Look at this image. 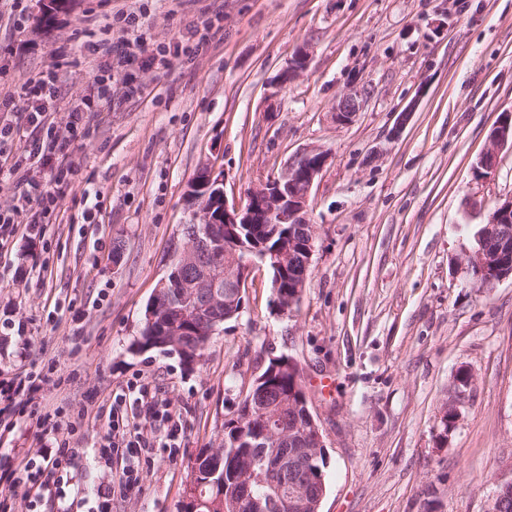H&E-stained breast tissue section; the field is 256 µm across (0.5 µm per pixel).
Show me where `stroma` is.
<instances>
[{
	"mask_svg": "<svg viewBox=\"0 0 512 512\" xmlns=\"http://www.w3.org/2000/svg\"><path fill=\"white\" fill-rule=\"evenodd\" d=\"M47 2L26 0L17 29L0 0V71L15 96L2 120L24 116V84L54 67V121L64 126L93 91V65L76 45L119 41L108 24L118 10L144 14L154 50L215 16L224 37L168 71H137L142 94L115 99L75 140V184L41 238L20 227L0 250V323L24 326H0V379L54 364L37 412H61L85 450L63 498L19 492L13 512H96L113 471L93 450L113 395L137 377L180 416L181 447L146 467L141 492L112 512H178L191 462L219 445L225 420L281 354L304 371L326 445L320 512H485L512 479V278L479 287L467 259L475 231L512 199L511 147L492 174L474 173L491 127L512 112V0H73L44 24ZM301 48L309 65L284 82ZM354 90L362 107L337 125L336 105ZM312 149L329 160L311 193L315 248L293 315L277 316L272 272L259 265L240 318L199 361L136 351L201 164L213 163L242 205ZM86 188L100 202L91 224ZM462 368L472 380L447 428L441 409ZM43 445L27 413H0L1 463L17 467Z\"/></svg>",
	"mask_w": 512,
	"mask_h": 512,
	"instance_id": "35a3bbf8",
	"label": "stroma"
}]
</instances>
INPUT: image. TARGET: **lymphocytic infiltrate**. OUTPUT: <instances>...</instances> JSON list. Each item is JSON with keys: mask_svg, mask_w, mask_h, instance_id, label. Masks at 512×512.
<instances>
[{"mask_svg": "<svg viewBox=\"0 0 512 512\" xmlns=\"http://www.w3.org/2000/svg\"><path fill=\"white\" fill-rule=\"evenodd\" d=\"M131 39L113 44L101 39L81 44L82 54L94 57L95 92L84 98L81 105L72 107L68 114V134H60L49 108L58 99L56 72L40 74L28 81L23 93L29 102L25 124H0V181H14L26 202V209L15 208L0 212V248L5 247L17 226H25L28 237L42 235L65 192L78 172L73 158V135L88 131L91 116L112 105V75L121 73L124 97L140 94L142 87L133 74L134 68H169L171 58L181 55L182 45L173 52L148 53L145 32L148 24L143 14L121 13L116 17ZM23 141L24 152L17 159L9 153L15 141ZM47 171L45 180L29 178L31 168ZM41 435L46 441L40 460H28L21 471L0 472V482L10 489L22 490L24 495L61 498V480L81 455L73 443L74 427H63L60 421L46 416L40 419ZM182 432L179 418L168 403L159 398L149 382H129L126 391L115 394L108 415L107 431L95 456L105 462L121 458L123 467L112 481L110 490L100 492L97 512H112V497L127 496L141 489L144 465L161 455L175 456Z\"/></svg>", "mask_w": 512, "mask_h": 512, "instance_id": "1", "label": "lymphocytic infiltrate"}]
</instances>
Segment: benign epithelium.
<instances>
[{
    "instance_id": "7a95c632",
    "label": "benign epithelium",
    "mask_w": 512,
    "mask_h": 512,
    "mask_svg": "<svg viewBox=\"0 0 512 512\" xmlns=\"http://www.w3.org/2000/svg\"><path fill=\"white\" fill-rule=\"evenodd\" d=\"M358 95L351 92L342 97L336 105V122L347 124L359 111ZM512 144V113H505L493 126L489 136V148L479 158L476 171L480 176L492 173L498 164L499 149ZM328 157L325 153L312 150L301 154L276 177L266 180L251 189L247 195L245 205H236L224 201V216H212L213 208L207 205L208 192L219 185L223 177L216 176V170L209 164H204L188 184L187 199L193 207V223L206 224L204 243L214 247H224L222 236L217 234L218 224H224L228 230V238L236 243L235 251L242 252V256L224 265L217 264L200 278L184 284V287L194 290L189 301L210 309L214 302L219 300L221 280L235 284V290L225 296L224 304L235 308L239 314L244 308V297L248 281L256 263L260 262L271 267L276 272L288 275V254L293 252L296 245L305 247L307 254L314 251L315 233L305 234V239L294 236L288 237V242L272 253L261 250V246H248L242 243V237L236 229L243 226L249 231L251 242L265 237L273 224H307L308 208L311 192L316 178L326 166ZM512 214V199L508 200L490 214L485 231L489 235L496 233L498 225L506 223V216ZM499 254L486 250H477L468 257V268L480 270L491 268L498 276L483 284L490 288L494 284L512 276V270L500 269ZM198 266L196 245L186 243L179 249L174 261L168 264V269L174 270V276ZM306 286V280L295 285L292 295L276 296V310L281 317L288 316L295 308L298 298L301 297ZM149 322L157 320L164 323V328L170 336H181L185 332L186 324L181 318H173L158 309L148 314ZM278 416L273 415L267 420L265 435L279 440L280 447L272 449L265 458L264 465L258 470H249L238 473V482L250 486L256 481L271 485L279 492V498L274 500L273 506L281 512H303L307 506L310 488L318 487L324 482L323 474L315 467V462L325 452V443L320 428L313 416L308 421L314 430V447L290 448L288 447V433L280 432V425L276 424Z\"/></svg>"
}]
</instances>
